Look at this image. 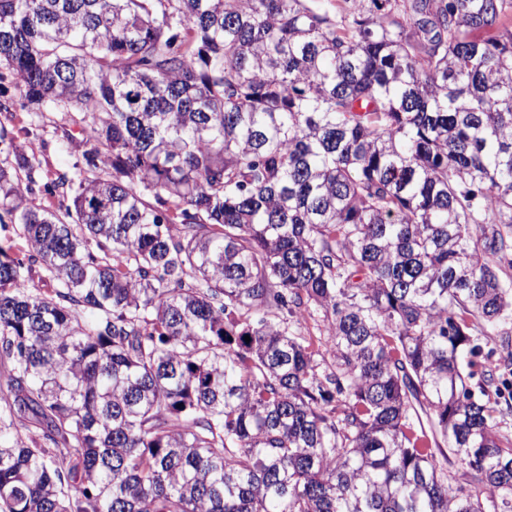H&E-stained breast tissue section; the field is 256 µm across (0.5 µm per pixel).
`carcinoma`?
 Returning <instances> with one entry per match:
<instances>
[{"mask_svg": "<svg viewBox=\"0 0 512 512\" xmlns=\"http://www.w3.org/2000/svg\"><path fill=\"white\" fill-rule=\"evenodd\" d=\"M344 2L0 0V512H512V0ZM0 102L9 107L10 114L4 111L0 114V121L8 127L16 130L21 127H38L37 135H30L28 138H23L22 135L21 139L26 152H34L45 170L64 171L71 166L75 158L61 149L64 131L68 128L61 119V113L41 112L36 115L24 107L20 90L15 80L9 76L0 81ZM5 115L10 120L7 121ZM480 344L482 346L481 357L478 359L487 368L503 367L504 364L510 363V360L505 358L500 346V337L491 336L490 338H481Z\"/></svg>", "mask_w": 512, "mask_h": 512, "instance_id": "carcinoma-1", "label": "carcinoma"}]
</instances>
